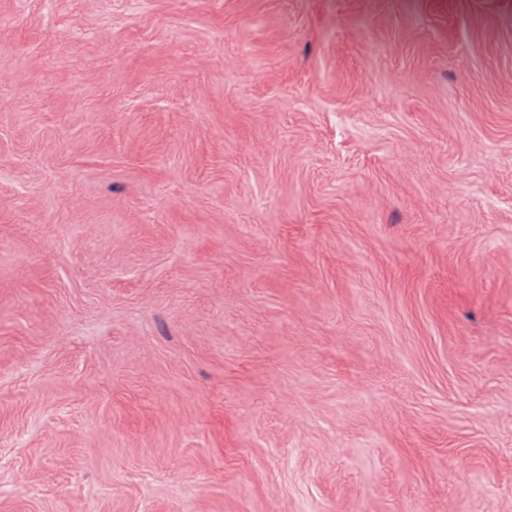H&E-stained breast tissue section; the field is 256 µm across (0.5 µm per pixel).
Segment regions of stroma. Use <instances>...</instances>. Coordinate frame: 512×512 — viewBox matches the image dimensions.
I'll return each instance as SVG.
<instances>
[{
  "instance_id": "stroma-1",
  "label": "stroma",
  "mask_w": 512,
  "mask_h": 512,
  "mask_svg": "<svg viewBox=\"0 0 512 512\" xmlns=\"http://www.w3.org/2000/svg\"><path fill=\"white\" fill-rule=\"evenodd\" d=\"M0 512H512V0H0Z\"/></svg>"
}]
</instances>
